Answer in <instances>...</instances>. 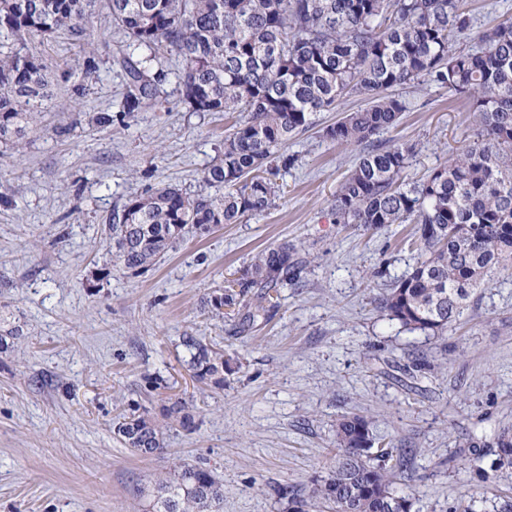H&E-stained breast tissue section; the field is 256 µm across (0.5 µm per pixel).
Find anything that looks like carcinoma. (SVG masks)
Here are the masks:
<instances>
[{
    "label": "carcinoma",
    "mask_w": 512,
    "mask_h": 512,
    "mask_svg": "<svg viewBox=\"0 0 512 512\" xmlns=\"http://www.w3.org/2000/svg\"><path fill=\"white\" fill-rule=\"evenodd\" d=\"M96 0H0V143H15L38 127L51 99L48 64L25 51L26 39L60 29L82 36ZM113 23L126 43L115 58L126 76L120 113L135 117L158 98L166 79L153 68L160 49L181 61L183 101L192 112H238L224 152L205 169L215 193L191 197L161 183L128 200L108 219L113 265L141 272L188 232L204 236L221 224L268 210L276 186L264 176L274 160L296 159L282 149L313 125V116L340 99L363 93L368 105L324 130L358 158L336 191V223L378 230L412 224L424 259L394 281L381 299L392 321L443 334L463 312L470 291L512 261V19L478 33L463 0H110ZM471 49H456L462 41ZM149 55L133 59L130 49ZM467 98L474 127L461 149L420 182L404 172L414 148L377 140L398 125L406 103L397 90L418 83ZM295 248L262 250L239 277L204 301L218 317L242 306L254 288L265 292L248 306L241 325L266 312L270 291L298 276ZM193 376L224 387V353L195 336ZM168 416L193 427L187 401ZM115 430L137 452H165V427L133 409ZM338 459L329 477L289 494L291 512H410L392 488L393 450L370 453L375 437L363 416L336 424ZM495 469L512 468V433L495 439ZM224 490L201 466H182L159 481L150 512H214Z\"/></svg>",
    "instance_id": "carcinoma-1"
}]
</instances>
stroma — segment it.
<instances>
[{"label": "stroma", "mask_w": 512, "mask_h": 512, "mask_svg": "<svg viewBox=\"0 0 512 512\" xmlns=\"http://www.w3.org/2000/svg\"><path fill=\"white\" fill-rule=\"evenodd\" d=\"M122 39L107 0L82 38H28L29 52L69 79L53 85L21 149L0 144V327L20 330L0 340V512H145L147 491L176 463L211 472L222 512H288V491L335 466L336 422L351 414L371 421L377 443L405 449L393 488L411 512H501L512 469L493 470L492 443L512 428V270L476 288L444 335L385 316L386 288L420 259L413 227L337 223L334 196L355 153L324 135L364 108V95L317 113L289 141L296 162L279 170L269 210L187 236L145 272L109 270L103 224L161 183L204 191L239 118L190 111L169 53L157 103L121 119ZM89 50L99 71L88 79ZM401 96L399 125L378 139L412 144L407 174L419 179L461 146L473 114L445 88ZM94 112L113 113L111 126L93 124ZM67 123L70 136L56 137ZM284 242L303 267L275 308L244 330L238 316L204 310L208 293ZM189 334L229 359L223 388L193 377ZM179 398L195 405L192 430L166 417ZM132 407L165 425L164 455L132 451L116 434Z\"/></svg>", "instance_id": "35a3bbf8"}]
</instances>
